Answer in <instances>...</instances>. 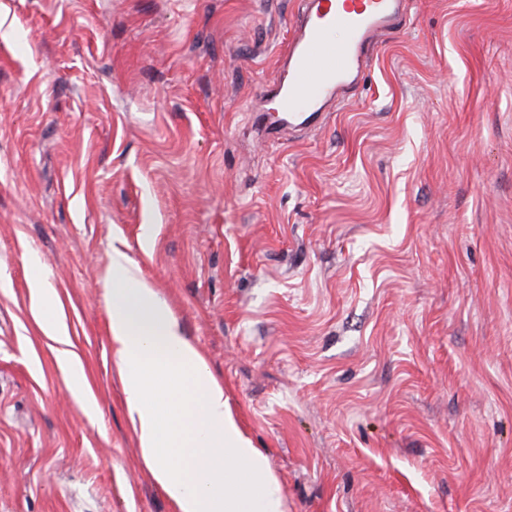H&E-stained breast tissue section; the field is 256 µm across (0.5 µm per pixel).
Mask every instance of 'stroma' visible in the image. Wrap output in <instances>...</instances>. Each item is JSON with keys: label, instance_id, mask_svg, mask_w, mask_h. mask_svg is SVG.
Returning <instances> with one entry per match:
<instances>
[{"label": "stroma", "instance_id": "obj_1", "mask_svg": "<svg viewBox=\"0 0 512 512\" xmlns=\"http://www.w3.org/2000/svg\"><path fill=\"white\" fill-rule=\"evenodd\" d=\"M298 4L0 0V512H174L108 336L115 246L288 512H512V0H407L361 82L270 141ZM32 294L37 302L39 317L36 319L40 331L58 347L55 349L56 359L65 373V383L72 393H81L85 385L84 369L73 359L67 330L60 323L56 314L55 293L41 275L34 276L30 281Z\"/></svg>", "mask_w": 512, "mask_h": 512}]
</instances>
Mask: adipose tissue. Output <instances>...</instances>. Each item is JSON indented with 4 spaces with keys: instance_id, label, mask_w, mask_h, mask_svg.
<instances>
[{
    "instance_id": "1",
    "label": "adipose tissue",
    "mask_w": 512,
    "mask_h": 512,
    "mask_svg": "<svg viewBox=\"0 0 512 512\" xmlns=\"http://www.w3.org/2000/svg\"><path fill=\"white\" fill-rule=\"evenodd\" d=\"M106 279L108 333L127 412L142 458L176 512H288L267 456L241 430L223 384L158 289L117 247ZM30 288L37 325L57 345L66 386L82 392L84 369L57 318L55 293L39 275Z\"/></svg>"
}]
</instances>
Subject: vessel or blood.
Returning a JSON list of instances; mask_svg holds the SVG:
<instances>
[{"instance_id":"vessel-or-blood-1","label":"vessel or blood","mask_w":512,"mask_h":512,"mask_svg":"<svg viewBox=\"0 0 512 512\" xmlns=\"http://www.w3.org/2000/svg\"><path fill=\"white\" fill-rule=\"evenodd\" d=\"M404 0H308L285 50L282 77L266 88L274 123L295 126L320 116L358 82L377 39L399 19ZM347 39H336V31Z\"/></svg>"}]
</instances>
